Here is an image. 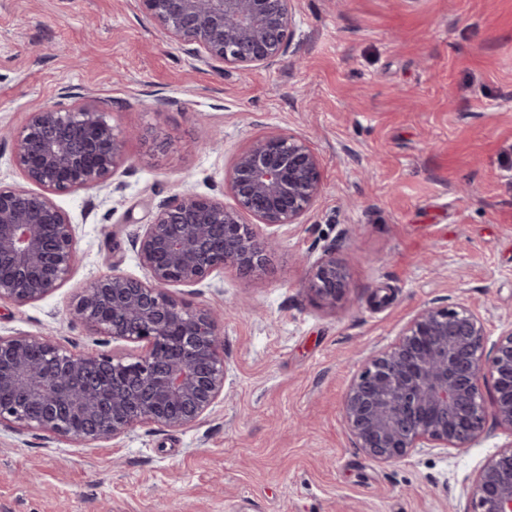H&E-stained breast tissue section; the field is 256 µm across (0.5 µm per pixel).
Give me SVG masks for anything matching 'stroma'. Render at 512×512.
<instances>
[{
    "instance_id": "35a3bbf8",
    "label": "stroma",
    "mask_w": 512,
    "mask_h": 512,
    "mask_svg": "<svg viewBox=\"0 0 512 512\" xmlns=\"http://www.w3.org/2000/svg\"><path fill=\"white\" fill-rule=\"evenodd\" d=\"M277 65L224 71L164 39L138 0H0V131L46 105L109 100L128 160L100 186L59 193L75 229L70 279L0 302V336L73 350L141 345L71 321L111 269L144 279L133 240L176 194L233 206L225 181L255 136L305 139L322 189L279 229L263 270L232 268L172 295L224 316V399L192 426L139 424L78 445L0 427V512H448L512 435L362 454L343 419L358 366L429 305L512 325V0H292ZM330 247L348 291L307 287Z\"/></svg>"
}]
</instances>
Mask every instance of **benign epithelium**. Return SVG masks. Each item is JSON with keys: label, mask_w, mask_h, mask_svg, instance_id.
<instances>
[{"label": "benign epithelium", "mask_w": 512, "mask_h": 512, "mask_svg": "<svg viewBox=\"0 0 512 512\" xmlns=\"http://www.w3.org/2000/svg\"><path fill=\"white\" fill-rule=\"evenodd\" d=\"M138 2L162 35L207 65L254 70L288 51L291 0ZM107 112L102 101L45 106L13 136V160L36 189L0 187V301L27 305L70 278L74 228L51 195L99 186L123 162L126 135L107 122ZM227 186L230 208L187 193L160 205L135 241L146 280L113 272L75 299L73 319L116 340L146 343L140 355L74 353L39 335L0 336V426L101 442L138 423L189 427L224 398L222 320L177 300L170 288L198 285L228 266L262 268L275 229L299 223L319 195V160L302 138L259 136L234 159ZM245 215L254 223H242ZM313 268L308 292L318 305L336 307L347 280L331 248ZM343 418L357 448L382 464L419 448L463 450L490 422L512 435V326L488 348L477 312L463 305L420 309L398 341L353 376ZM461 496V512H512V442Z\"/></svg>", "instance_id": "1"}]
</instances>
